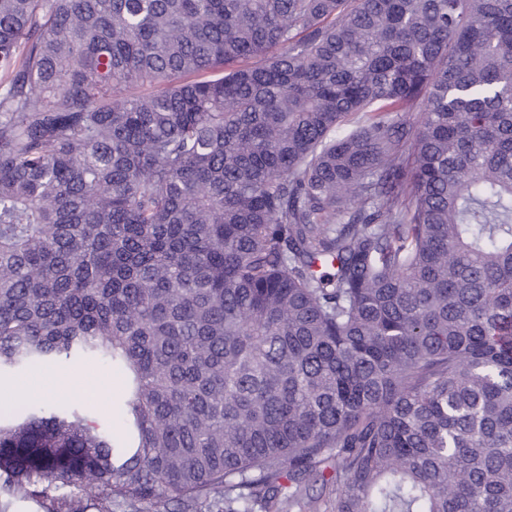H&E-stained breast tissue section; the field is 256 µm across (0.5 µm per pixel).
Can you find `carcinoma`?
<instances>
[{"label":"carcinoma","mask_w":512,"mask_h":512,"mask_svg":"<svg viewBox=\"0 0 512 512\" xmlns=\"http://www.w3.org/2000/svg\"><path fill=\"white\" fill-rule=\"evenodd\" d=\"M416 112L419 119L406 116ZM0 490L512 512V0H0ZM30 376L45 378V391L50 392L44 395L46 401L85 398L103 420L113 419L123 400L121 375L104 363H61L39 369ZM307 499L316 501V505L319 507L318 512H332L331 507L335 500V492L332 491V487H322L320 482L314 483L310 481L307 485Z\"/></svg>","instance_id":"carcinoma-1"}]
</instances>
